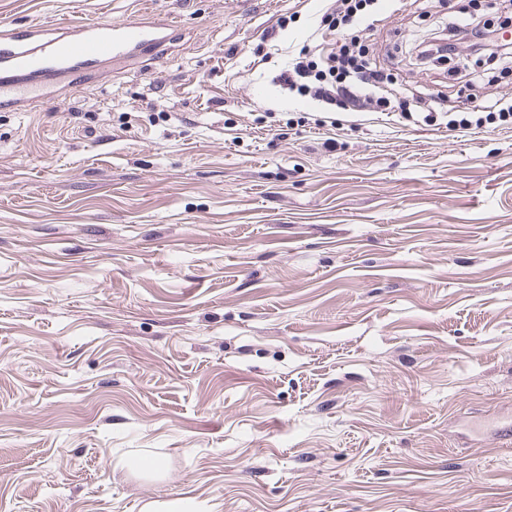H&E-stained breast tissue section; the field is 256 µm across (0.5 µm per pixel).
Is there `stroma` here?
<instances>
[{
  "mask_svg": "<svg viewBox=\"0 0 512 512\" xmlns=\"http://www.w3.org/2000/svg\"><path fill=\"white\" fill-rule=\"evenodd\" d=\"M178 28L60 104L0 108V512H512V125L402 118L512 98L359 38L393 109L277 76L322 0H0ZM159 461L147 475L142 458Z\"/></svg>",
  "mask_w": 512,
  "mask_h": 512,
  "instance_id": "1",
  "label": "stroma"
}]
</instances>
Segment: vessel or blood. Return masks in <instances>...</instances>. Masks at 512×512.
<instances>
[{
	"instance_id": "b4317fda",
	"label": "vessel or blood",
	"mask_w": 512,
	"mask_h": 512,
	"mask_svg": "<svg viewBox=\"0 0 512 512\" xmlns=\"http://www.w3.org/2000/svg\"><path fill=\"white\" fill-rule=\"evenodd\" d=\"M176 30L172 20L64 21L0 29V107L28 99L58 102L88 83L99 64L163 46Z\"/></svg>"
}]
</instances>
